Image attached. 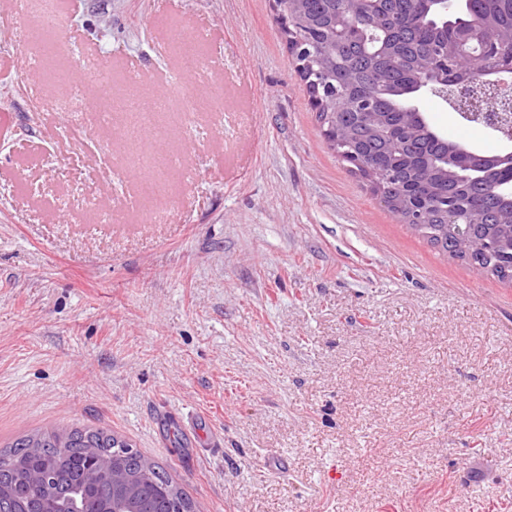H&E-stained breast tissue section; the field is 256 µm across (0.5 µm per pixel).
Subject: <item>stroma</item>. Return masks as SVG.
I'll return each instance as SVG.
<instances>
[{"mask_svg":"<svg viewBox=\"0 0 512 512\" xmlns=\"http://www.w3.org/2000/svg\"><path fill=\"white\" fill-rule=\"evenodd\" d=\"M70 46L0 75V449L107 427L197 512H512V283L449 258L329 149L272 0H73ZM202 81L184 167L61 110L73 46L146 94ZM438 130L480 148L440 99ZM84 202L70 203L75 187ZM141 198L138 209L127 195ZM208 420L224 445L159 430Z\"/></svg>","mask_w":512,"mask_h":512,"instance_id":"obj_1","label":"stroma"}]
</instances>
